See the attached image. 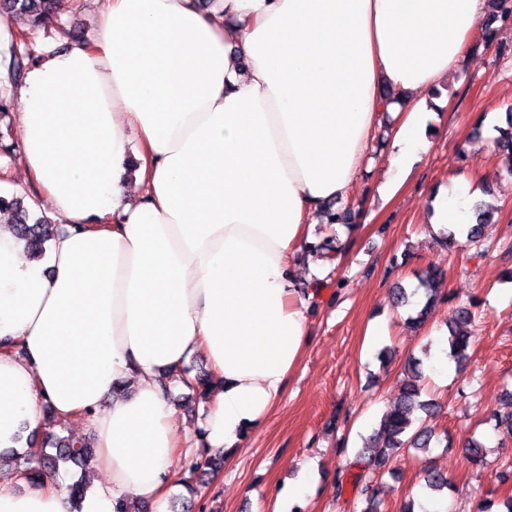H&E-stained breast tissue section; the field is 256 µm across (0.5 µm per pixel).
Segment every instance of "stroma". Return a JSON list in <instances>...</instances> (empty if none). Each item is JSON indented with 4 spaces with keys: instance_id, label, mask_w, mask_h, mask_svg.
Wrapping results in <instances>:
<instances>
[{
    "instance_id": "35a3bbf8",
    "label": "stroma",
    "mask_w": 512,
    "mask_h": 512,
    "mask_svg": "<svg viewBox=\"0 0 512 512\" xmlns=\"http://www.w3.org/2000/svg\"><path fill=\"white\" fill-rule=\"evenodd\" d=\"M98 8L93 0H60L53 22L31 34L36 47L58 46L59 26L93 31ZM444 107L427 122L431 147L415 163L385 205L346 240L334 225L317 224L312 236L336 249L321 300L310 312L312 336L288 377L281 403L251 434L235 456L225 460L220 480H191L204 512H271L274 487L305 480L306 512H351L352 489L337 493L336 478L353 462L363 436L372 433L397 396L409 358L421 357L433 332L445 331L458 305L476 299L474 345L468 363L447 374L429 373L426 387L438 406L426 417L441 435L421 450L404 449L393 473L377 481L380 512H401L409 500L428 496L424 472L434 468L451 482L449 512H473L476 501L501 502L512 494V477L500 475L512 460V439L494 429L492 414L512 391V285L501 278L512 267V154L494 141L512 111V28L501 27L492 41L476 38L473 52L443 85ZM11 136L0 139V191L22 181L17 114L0 118ZM466 159H459V151ZM467 181L474 200L490 199L495 222L484 229L486 249L455 253L434 243L427 228L429 194L439 186ZM445 271L446 299L431 311L422 329L407 327L395 286L414 289L417 270ZM392 358L380 365V348ZM482 441L483 466L463 456L467 438Z\"/></svg>"
}]
</instances>
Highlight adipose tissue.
Instances as JSON below:
<instances>
[{"label": "adipose tissue", "mask_w": 512, "mask_h": 512, "mask_svg": "<svg viewBox=\"0 0 512 512\" xmlns=\"http://www.w3.org/2000/svg\"><path fill=\"white\" fill-rule=\"evenodd\" d=\"M485 0H107L16 94L25 180L61 219L42 259L0 214V452L43 407L93 433L117 501L167 512L183 440L162 377L196 355L218 380L198 423L233 457L307 348L323 274L295 264L347 200L382 113L401 183L430 142L432 92L470 55ZM469 186L432 196V228L471 221ZM0 512H72L61 482Z\"/></svg>", "instance_id": "obj_1"}]
</instances>
